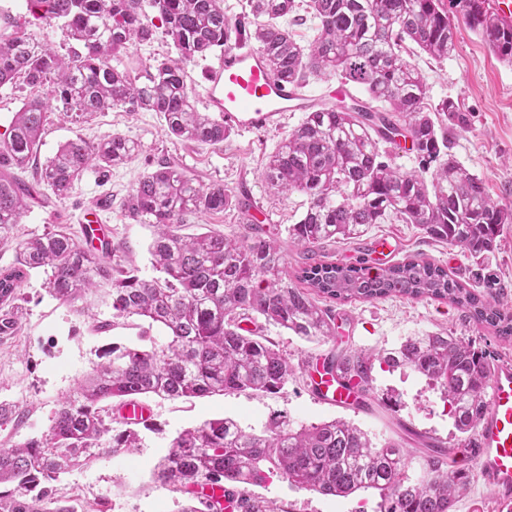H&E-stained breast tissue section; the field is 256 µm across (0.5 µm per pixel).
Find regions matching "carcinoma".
<instances>
[{"mask_svg": "<svg viewBox=\"0 0 512 512\" xmlns=\"http://www.w3.org/2000/svg\"><path fill=\"white\" fill-rule=\"evenodd\" d=\"M452 3L454 16L444 0H245L241 13L230 16L224 0H26L28 21L5 18L0 87L20 82L52 90L26 99L0 133V246L15 250V263L0 268V335L17 330L20 286L42 269L48 293L88 315L97 332L137 317L163 327L166 341L149 348L103 346L76 389L57 401L45 432L0 444V512H75L47 484L103 452L139 447L137 430L114 417L134 398L280 392L294 367L275 344L247 331L245 321L262 318L305 341L327 343L336 337V315L320 300L396 296L449 301L476 323L512 336V315L500 307L505 285L494 278L478 294L420 255L374 269L364 254L338 264L323 252L329 242L357 240L371 225L394 218L481 257L497 248L503 225L512 224V206L495 201L484 180L449 153L448 133L466 129L469 113L449 98L429 104L411 57L416 48L434 60L448 58L460 17L512 63V26L501 25L485 0ZM302 7L317 31L306 45L288 29V21L303 20ZM29 26H59L77 46L61 55ZM159 29L176 56L141 63L140 76L120 67ZM238 41L255 43L277 77L291 85L301 88L311 76L334 73L367 95L305 113L261 173L268 188L306 197L305 211L287 229L288 247L297 250L294 272H288L277 233L251 214L247 188L203 185L167 159L145 172L125 201L131 218L155 228L149 252L161 276L140 277L125 266L124 247L107 242L92 250L63 224L18 238L34 188L14 170L35 162L52 102L78 118L118 108L156 112L167 136L216 146L231 128L196 110L186 65ZM403 140L410 141L420 169L394 166V149ZM141 153L137 140L120 133L96 143L72 139L40 167L37 184L65 198L88 171L104 174ZM226 210L246 219L244 235L231 238L209 228L182 233L187 216ZM96 303L109 308L112 319H98L91 312ZM377 363L408 367L440 384L454 428L471 447L487 409L492 362L486 352L454 336L426 334L388 350L342 352L325 359L323 370L357 380L368 395ZM19 421L16 406L0 401V429ZM274 474L325 496L376 490L379 512H452L470 479L448 468V449L439 444L427 445L415 468L401 443L376 442L342 417L298 426L275 419L261 434L245 432L229 417L208 420L173 438L154 470L161 484L192 495L193 505L181 512H224L226 492L237 496L238 512H274L248 491Z\"/></svg>", "mask_w": 512, "mask_h": 512, "instance_id": "cac0c4a2", "label": "carcinoma"}]
</instances>
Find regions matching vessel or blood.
<instances>
[{
	"label": "vessel or blood",
	"mask_w": 512,
	"mask_h": 512,
	"mask_svg": "<svg viewBox=\"0 0 512 512\" xmlns=\"http://www.w3.org/2000/svg\"><path fill=\"white\" fill-rule=\"evenodd\" d=\"M204 104L224 123L242 129L270 128L289 112H309L317 98L280 82L262 55L243 45L224 51L204 72ZM317 387L323 403L358 407L356 387H342L321 375ZM483 487L501 504L512 507V360L491 368L488 408L472 454Z\"/></svg>",
	"instance_id": "obj_1"
}]
</instances>
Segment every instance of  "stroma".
Segmentation results:
<instances>
[{
  "instance_id": "35a3bbf8",
  "label": "stroma",
  "mask_w": 512,
  "mask_h": 512,
  "mask_svg": "<svg viewBox=\"0 0 512 512\" xmlns=\"http://www.w3.org/2000/svg\"><path fill=\"white\" fill-rule=\"evenodd\" d=\"M427 84L430 103L451 98L471 114L467 129L450 135L451 153L468 171L482 177L491 197L512 205V64L498 59L482 35L459 25L457 46L448 59L436 61L423 54L413 57ZM299 112L287 113L277 127L246 131L233 129L219 146L195 145L168 138L164 121L154 112H125L115 109L83 118L50 113L37 152L45 162L60 144L81 137L90 142L118 132L138 139L143 145L139 157L112 169L108 175L88 172L75 184L66 199L56 198L45 187H37L18 226L17 234L31 238L53 225H68L80 233L84 216L97 204H104L100 218L113 244L129 248L127 264L140 276L155 271L147 251L152 230L129 218L124 198L144 171L158 160L179 163L202 183L247 187L256 204L257 218L268 227L286 231L306 209V198L294 192L273 193L260 174L276 145L302 120ZM389 236L395 259L417 253L448 269L464 285L476 275L492 276L507 286L512 304V224L505 225L497 249L476 259L456 246L429 239L412 224L391 220L374 225L360 242L341 241L330 246L332 260L354 262L359 248L370 247L374 239ZM18 330L0 337V401L7 400L25 413L15 440L40 435L49 426L57 400L72 392L91 367L103 345L145 338L163 342L164 333L147 323L128 322L98 333L91 320L60 305L46 291V275L31 272L20 288ZM336 339L309 343L274 325H263L260 333L271 339L296 370L292 380L276 394L241 392L208 397L169 400L146 396L153 411L149 427L140 428L141 445L131 452L103 453L90 466L73 470L52 488L56 497L79 499L83 503H105L108 512H180L185 498L156 482L153 471L166 454L171 440L186 428L204 421L230 417L249 432H262L273 418L283 415L294 424H311L336 417L346 418L377 440H395L416 449V435L442 443L458 455V467L473 469L448 405L439 386L407 368L393 371L374 369L373 393L368 410H344L319 402L312 392L311 378L318 358L351 349H390L407 338L446 332L470 341L489 353L491 359H512V341L502 340L494 331L475 323L455 305L430 299L408 301L387 298L354 302L335 308ZM252 494L271 501L280 512H378L380 498L374 491L349 497L325 496L292 487L281 477L252 487Z\"/></svg>"
}]
</instances>
